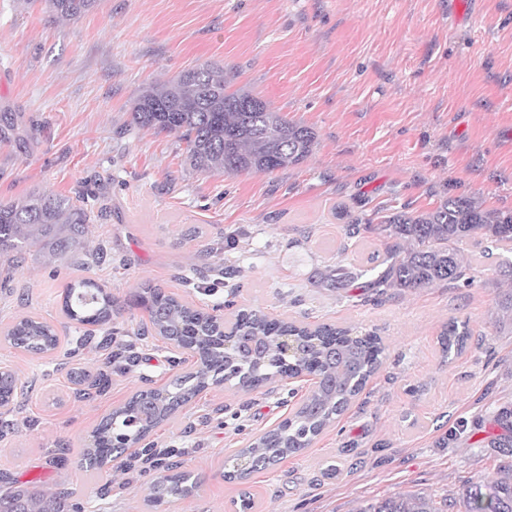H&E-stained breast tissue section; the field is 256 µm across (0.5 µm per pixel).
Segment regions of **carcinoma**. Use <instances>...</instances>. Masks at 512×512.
<instances>
[{
  "instance_id": "cac0c4a2",
  "label": "carcinoma",
  "mask_w": 512,
  "mask_h": 512,
  "mask_svg": "<svg viewBox=\"0 0 512 512\" xmlns=\"http://www.w3.org/2000/svg\"><path fill=\"white\" fill-rule=\"evenodd\" d=\"M97 0H44L45 9L62 19L75 20L95 7ZM131 122L158 133L177 134L187 145L189 164L207 173L273 172L301 164L316 147V134L288 121L267 102L242 89L230 90L224 68L205 62L144 90L135 100ZM347 234L374 232L388 240L384 268L362 283L364 288H428L454 285L466 276L469 262L459 244L467 237L501 245L512 242V211L487 212L464 196L448 197L426 211L386 209L368 217L348 215ZM92 221L88 202H74L56 194H30L0 201V259L21 258L33 247L48 255L56 249L82 243L86 224ZM352 282L344 268L328 270L321 284L342 288ZM136 305L148 313L156 335L196 337L199 362L194 371L175 378L171 396L158 407L154 422L169 420L179 406L212 384L211 371L224 366V380L239 391L249 392L275 382L285 374L308 375L314 388L279 426L254 438L240 452L252 459L254 469L269 467L309 447L313 440L346 410L386 358V347L373 333L358 335L352 329L330 324L309 325L269 317L259 308H243L229 323L231 333L262 346V361L245 350L229 357L208 339L219 329L209 314L180 301L159 288L136 295ZM62 311L71 321L88 325L112 323V293L90 278L67 284ZM302 340V355L292 361L282 356L279 339ZM11 345L35 353H47L60 345L53 325L34 317L20 318L4 335ZM470 333L451 322L440 335L442 355L449 357L465 348ZM156 391L136 393L122 410L106 416L83 448L80 463L89 471L102 468L144 439L141 431L124 428L127 413L155 397ZM504 434L496 444L512 447V411L497 414ZM189 471L159 473L146 496L152 508L170 497L185 498L197 487ZM26 501L30 512H41L48 501L64 497L57 486L31 482L5 492ZM459 502L464 512H512V476L480 480L462 488ZM360 512H436L433 501L421 495L398 496L370 504Z\"/></svg>"
}]
</instances>
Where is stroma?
I'll use <instances>...</instances> for the list:
<instances>
[{
  "instance_id": "1",
  "label": "stroma",
  "mask_w": 512,
  "mask_h": 512,
  "mask_svg": "<svg viewBox=\"0 0 512 512\" xmlns=\"http://www.w3.org/2000/svg\"><path fill=\"white\" fill-rule=\"evenodd\" d=\"M204 62L312 128V156L270 174L204 173L177 136L132 124L143 90ZM5 117L27 135L0 140V201L88 196L94 215L85 248L0 262V329L31 314L62 339L50 356L0 341V364L31 386L0 435V489L39 479L82 512H230L245 490L255 512H360L414 494L458 512L465 484L512 473V448L491 445L499 411L512 409V325L502 320L512 281L494 272L499 249L464 243L470 285L370 301L363 288L318 284L335 265L359 273L385 256L374 234L347 237L340 211H422L449 196L512 209V0H98L70 21L42 0H0ZM90 248L104 257L85 269ZM81 278L111 292L110 328L63 315V290ZM145 283L207 312L230 300L373 332L387 358L333 428L244 482L228 478V457L291 417L311 380L194 397L147 442L199 488L153 509L145 496L158 467L126 454L128 472L111 482L78 467L114 407L195 366L132 305ZM452 320L471 337L448 360L439 336ZM111 330L136 360L113 357ZM74 367L107 374L103 390L77 398Z\"/></svg>"
}]
</instances>
